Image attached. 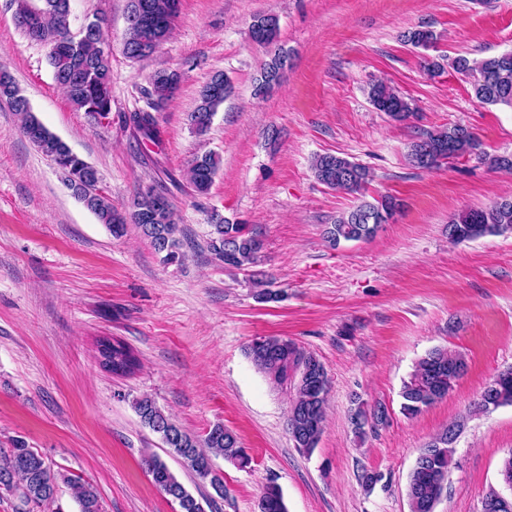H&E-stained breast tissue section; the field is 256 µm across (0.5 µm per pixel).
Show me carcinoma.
Instances as JSON below:
<instances>
[{"instance_id": "carcinoma-1", "label": "carcinoma", "mask_w": 512, "mask_h": 512, "mask_svg": "<svg viewBox=\"0 0 512 512\" xmlns=\"http://www.w3.org/2000/svg\"><path fill=\"white\" fill-rule=\"evenodd\" d=\"M16 26L32 41L50 47L49 64L55 82L64 90L72 107L99 122L112 113V53L103 33L104 18L99 16L97 27L85 34L71 30L70 0H13ZM175 0H128L127 28L124 54L133 60L149 57L166 41L178 16ZM279 36L278 18L271 14L254 17L250 38L259 45H272ZM404 41L414 47L430 49L437 35L429 28L411 29L403 34ZM289 54L279 47L261 70L254 94L267 93L279 84L288 68ZM454 70L472 79L476 99L489 105L512 107V50L481 59L459 56L451 62ZM181 82L176 70H160L151 80L146 93V106L125 117V122L136 139L160 145L163 131L159 121L166 103L174 96ZM232 90L231 81L222 72L212 74L199 91L197 104L188 115L190 127L198 134L206 132L218 108ZM17 84L5 70H0V101L8 104L21 123L25 137L64 176H72L79 185L72 194L91 211L100 223L106 225L114 237L126 233L127 225H135L150 240L154 250L163 255V261L183 260L181 241L177 237L178 224L174 219L172 203L167 193L153 186L137 193L133 208L121 213L112 199L98 188V170L72 154L70 147L39 120L29 101L16 97ZM368 96L374 108L395 121H406L414 114V107L393 88L374 83ZM476 156L495 168L512 169V159L493 156L482 148L481 142L468 127L461 124L421 132L410 145L408 159L412 166L431 170L445 161L464 156ZM311 169L317 181L336 191L358 193L371 179L369 169L360 163L337 154L314 157ZM218 170V161L212 153L194 158L185 171L188 183L200 195L208 193ZM399 207L396 198L384 197L374 203L363 201L352 210L339 215L324 231L325 240L332 246L340 241H362L371 238L378 227L387 223ZM212 237L209 249L224 266L246 269L257 262L261 241L245 231V225L232 224L219 214L211 216ZM512 231V199H503L492 205L462 211L448 223V238L454 242L475 240L487 235ZM102 364L117 376H127L139 367V358L126 343L104 338L98 343ZM253 363L275 382H293L288 431L294 446L310 454L317 447L326 419L327 396L330 381L323 363L312 353L304 351L295 342L276 336L258 337L247 347ZM465 356L448 348H434L420 359L407 381L403 383L401 410L414 417L448 396L457 381L465 374ZM493 397L497 406L512 405V367L501 372L493 383ZM143 424L158 434L181 466L198 484L208 485L212 492L195 497L178 479L159 455L149 453L143 464L152 483L176 500L180 512H205L202 503L217 508V499L224 498V477L214 469L213 458L224 457L243 468L249 457L241 447L237 435L217 424L204 440L184 430L165 415L148 397L134 403ZM355 434L376 431L389 420L385 405L379 403L370 410L362 407L352 414ZM463 420H457L437 434L423 449L429 457L415 464L410 475L408 497L410 512H431L444 491ZM72 487L79 512H103L97 490L90 484L74 482L54 471L50 464L28 443L16 437L11 448L0 452V493L6 492L20 502L17 512H29L27 507L51 505L57 499L59 482ZM258 512H288L280 487L272 482L265 486L257 502Z\"/></svg>"}]
</instances>
